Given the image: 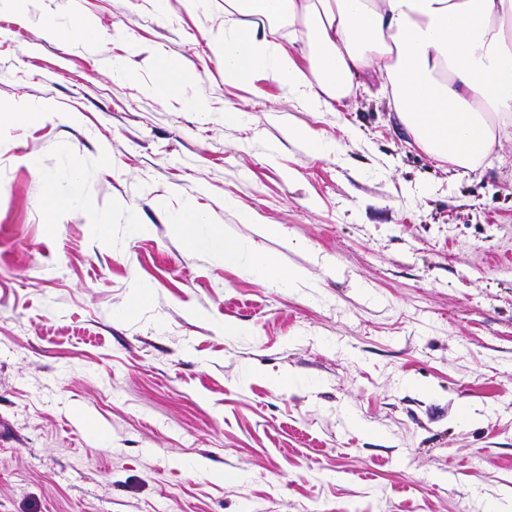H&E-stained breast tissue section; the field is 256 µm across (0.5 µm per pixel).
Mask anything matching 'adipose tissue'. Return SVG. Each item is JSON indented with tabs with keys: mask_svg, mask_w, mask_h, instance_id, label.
Masks as SVG:
<instances>
[{
	"mask_svg": "<svg viewBox=\"0 0 512 512\" xmlns=\"http://www.w3.org/2000/svg\"><path fill=\"white\" fill-rule=\"evenodd\" d=\"M224 15L226 79H269L317 110L380 73L417 147L455 170L475 169L512 125V0H224ZM283 20L303 34L299 56L275 40ZM207 221L191 202L174 217L219 262L249 258L252 275L284 288L305 281L239 240L199 233Z\"/></svg>",
	"mask_w": 512,
	"mask_h": 512,
	"instance_id": "ef3b65f1",
	"label": "adipose tissue"
}]
</instances>
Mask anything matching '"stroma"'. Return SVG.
Listing matches in <instances>:
<instances>
[{"label": "stroma", "mask_w": 512, "mask_h": 512, "mask_svg": "<svg viewBox=\"0 0 512 512\" xmlns=\"http://www.w3.org/2000/svg\"><path fill=\"white\" fill-rule=\"evenodd\" d=\"M223 31L224 0L0 11V106H56L0 125V512H512V138L458 174L380 76L314 111L225 79ZM187 199L304 284L188 246ZM68 194L58 193L55 181L51 178L46 181V197L52 208L63 210L70 207L71 203L82 195L83 187L78 173L73 170L69 176Z\"/></svg>", "instance_id": "stroma-1"}]
</instances>
